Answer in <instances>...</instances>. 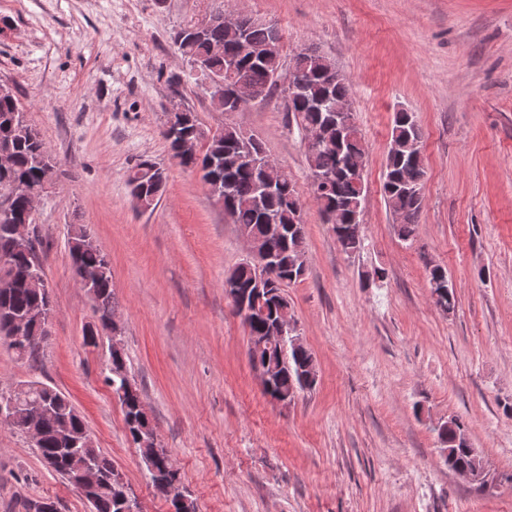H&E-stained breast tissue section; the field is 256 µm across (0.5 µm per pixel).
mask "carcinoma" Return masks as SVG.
<instances>
[{"instance_id":"carcinoma-1","label":"carcinoma","mask_w":512,"mask_h":512,"mask_svg":"<svg viewBox=\"0 0 512 512\" xmlns=\"http://www.w3.org/2000/svg\"><path fill=\"white\" fill-rule=\"evenodd\" d=\"M272 26L256 20L246 33L245 42L231 37L221 24L208 26L200 31L186 25L173 35L178 51L191 63L206 65L210 72L224 71V60H237L240 70L250 81L266 89L286 92L280 78L283 62L280 51L267 49ZM296 66L305 71L303 93L285 96L288 117L295 122L298 131L318 126L325 133V144L306 153L310 174L330 177L329 184L321 189L314 200L318 205L323 223H328L331 212H339V220L332 224L336 242L346 254H354L363 248L362 228L356 215L360 214L366 196L365 178L354 181L349 172L365 168L366 145L357 124L345 127L336 124V113L328 108L331 99L350 96L346 78L334 67L323 62V56L313 50H302L295 57ZM177 133L163 128L162 136L168 144L171 156L186 168L198 167L204 171L203 181L224 193V211L231 217L237 231L259 242L278 259L275 277L269 291L263 297L262 311L246 321L249 342L258 344L270 336L281 335L279 309L288 304L285 288L300 279L306 272L304 223L298 219L302 209L292 177L285 167L270 168L264 165L266 151L255 135H246L232 125H226L200 145L199 153L185 156L179 151L182 136L194 132L200 122L195 113L187 110L179 117ZM422 133L410 112L394 113L390 140L385 162L383 192L386 205L397 216L395 230L403 242L414 239L417 218L423 207L422 194L425 167L422 158ZM47 146L28 123L18 99L14 95H0V179L40 183ZM132 192L143 195L151 206L161 200L166 186L163 168L148 158L136 162L128 174ZM27 207L23 198L15 199L8 213L0 214V254L10 256V266L5 275L12 287L0 290V333L9 327V318L26 313L36 307L52 306L49 291L32 286L37 267L41 266L38 254L27 256L13 250L10 224L22 216ZM279 224L284 234L279 238L266 237L265 227ZM85 233L76 228L70 237V256L73 265L82 268L89 284L83 287L94 292L95 313L102 323L112 320L115 313V294L112 283L111 262L103 251L81 250L77 242ZM430 288L448 290L447 312L455 310V293L447 271L440 265L429 267ZM252 281L251 267L242 262L231 270L224 282H234L243 288ZM257 358L268 368L272 389L283 393L292 388L301 391L312 388L307 365L312 358L309 350L288 348L280 357L275 346L263 345ZM105 382L116 392L129 375L126 354L114 355L106 362ZM37 398L48 400L55 407V418L67 421L76 432L86 427L83 417L60 390L41 382L28 384V397L19 402L14 421L8 426L17 430L25 424L28 401ZM139 397L127 399L122 407L127 436L136 440V432L142 424L138 410ZM440 437L448 448V465L479 471L481 479L476 489L489 481L486 462L472 447L464 425L456 418L442 423ZM37 452L40 457L57 459V472L66 479L80 468L82 459L60 449L53 423L43 425V436ZM91 512H123L112 498V492L104 487L90 503Z\"/></svg>"}]
</instances>
